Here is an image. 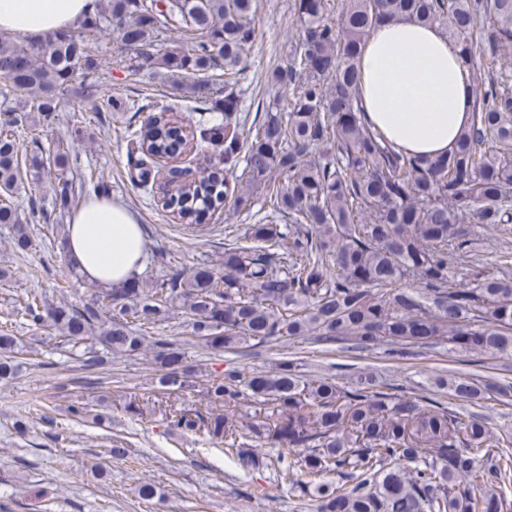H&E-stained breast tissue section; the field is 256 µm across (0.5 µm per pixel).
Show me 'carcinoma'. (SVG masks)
<instances>
[{
	"instance_id": "1",
	"label": "carcinoma",
	"mask_w": 512,
	"mask_h": 512,
	"mask_svg": "<svg viewBox=\"0 0 512 512\" xmlns=\"http://www.w3.org/2000/svg\"><path fill=\"white\" fill-rule=\"evenodd\" d=\"M303 31L272 81L288 86L287 103L265 108L255 133H245L242 87L255 40L253 0H95L80 21L85 30H116L134 54L128 74L162 68L173 77L220 71L224 83H180L188 97L224 113L196 128L164 106L154 124L127 131V152L139 155L132 180L155 183L156 158H173L198 140L219 149L213 170L190 183L170 179L164 205L200 226L228 198L250 211L265 195L269 211L245 229L247 245L224 251V271L202 265L174 269L160 283L141 277L112 285L106 296L57 306L26 294L25 320L54 326L60 343L76 347L99 329L101 348L80 354L82 378L100 374L112 356L149 355L158 370L153 389H181L190 369L182 348L161 334L147 336L161 317L188 315L193 342L253 359L256 348L309 340L353 351L407 356L448 343L476 355L512 357V250L496 251L488 273L471 256L472 231L512 228V77L493 73L512 54V0H294ZM439 25L460 47L475 89L470 128L445 155L410 153L375 130L360 104L364 42L384 22ZM177 31L190 43L163 49L158 36ZM92 47L70 29L37 42L0 36V96L26 89L31 98L0 122V224L14 246H31L29 224L13 198L20 177L17 142L30 117L53 124L66 97L81 112H110L98 91ZM85 80L74 85L76 74ZM32 182L42 159H24ZM53 187L62 208L74 196L65 149L53 154ZM241 170L231 182L228 172ZM86 195L110 186L94 173L80 181ZM472 264L456 279L458 262ZM23 339L0 326V379L21 364L8 356ZM460 401L506 397L511 384L465 377L436 379ZM203 393L212 410L169 405L167 430L203 433L241 465L270 463L281 482L312 489L315 512H512V442L476 414L458 416L433 397L417 399L375 373L360 371L348 387L333 376L307 378L282 358L272 371L238 365L215 370ZM72 417L102 422L91 405ZM278 448L273 461L261 446ZM337 479L326 481L330 473Z\"/></svg>"
}]
</instances>
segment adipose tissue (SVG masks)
<instances>
[{
	"instance_id": "ef3b65f1",
	"label": "adipose tissue",
	"mask_w": 512,
	"mask_h": 512,
	"mask_svg": "<svg viewBox=\"0 0 512 512\" xmlns=\"http://www.w3.org/2000/svg\"><path fill=\"white\" fill-rule=\"evenodd\" d=\"M92 8L93 0H0V32L42 39ZM361 71L367 120L411 152L446 154L471 124L472 84L459 46L441 27L379 25L363 46ZM65 251L83 276L113 285L141 268L142 227L124 205L93 198L71 213Z\"/></svg>"
}]
</instances>
